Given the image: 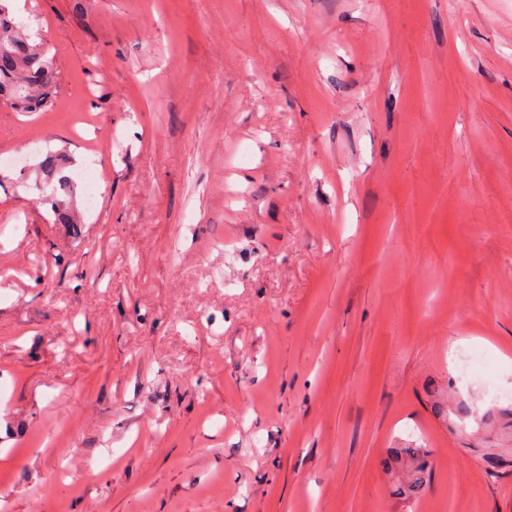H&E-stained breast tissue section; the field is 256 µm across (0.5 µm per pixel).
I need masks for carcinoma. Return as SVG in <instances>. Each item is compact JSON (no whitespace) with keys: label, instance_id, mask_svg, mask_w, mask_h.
<instances>
[{"label":"carcinoma","instance_id":"1","mask_svg":"<svg viewBox=\"0 0 512 512\" xmlns=\"http://www.w3.org/2000/svg\"><path fill=\"white\" fill-rule=\"evenodd\" d=\"M56 77L52 63L39 44L30 40L24 27L8 19V8L0 0V100L13 103L17 112H41L52 105ZM409 487L420 486L429 476V465L420 449L406 448ZM487 472L496 476L505 466L512 468V455L490 452Z\"/></svg>","mask_w":512,"mask_h":512}]
</instances>
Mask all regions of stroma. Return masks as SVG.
Instances as JSON below:
<instances>
[{
    "instance_id": "obj_1",
    "label": "stroma",
    "mask_w": 512,
    "mask_h": 512,
    "mask_svg": "<svg viewBox=\"0 0 512 512\" xmlns=\"http://www.w3.org/2000/svg\"><path fill=\"white\" fill-rule=\"evenodd\" d=\"M9 11L57 94L0 101V512H512L454 370L512 389V0ZM403 453L408 457L406 467L409 487H419L429 476V465L421 456L420 448H405Z\"/></svg>"
}]
</instances>
